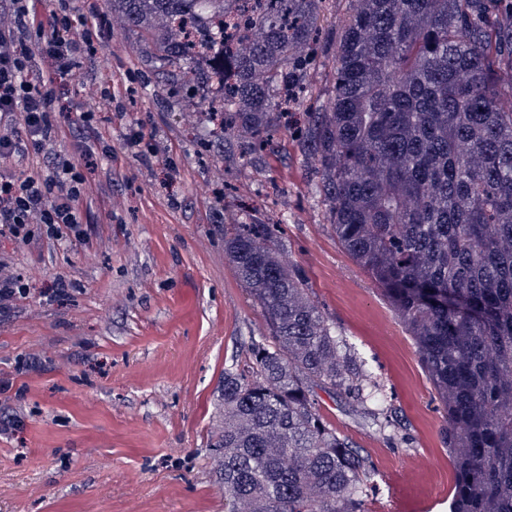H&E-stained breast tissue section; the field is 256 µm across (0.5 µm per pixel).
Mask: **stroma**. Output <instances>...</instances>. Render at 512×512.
Segmentation results:
<instances>
[{"label":"stroma","mask_w":512,"mask_h":512,"mask_svg":"<svg viewBox=\"0 0 512 512\" xmlns=\"http://www.w3.org/2000/svg\"><path fill=\"white\" fill-rule=\"evenodd\" d=\"M107 30L57 83L53 151L85 177L87 242L0 237L28 286L0 314V512H227L224 374L267 341L260 306L224 255L230 225L266 224L332 331L384 386L392 425L318 391L321 413L368 455L366 512H449L448 422L401 316L343 249L298 122L328 104L327 57L295 125L260 149L223 141L171 96L148 46L96 0ZM93 120L80 155L72 125ZM140 127L152 152L127 151Z\"/></svg>","instance_id":"1"}]
</instances>
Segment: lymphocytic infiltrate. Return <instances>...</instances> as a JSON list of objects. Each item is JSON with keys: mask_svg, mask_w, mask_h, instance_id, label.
Listing matches in <instances>:
<instances>
[{"mask_svg": "<svg viewBox=\"0 0 512 512\" xmlns=\"http://www.w3.org/2000/svg\"><path fill=\"white\" fill-rule=\"evenodd\" d=\"M64 0H0V236L35 230L69 242L87 238L79 207L83 176L48 146L56 82L103 34L97 10L67 13ZM31 160L25 176L12 162Z\"/></svg>", "mask_w": 512, "mask_h": 512, "instance_id": "obj_1", "label": "lymphocytic infiltrate"}]
</instances>
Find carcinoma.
Wrapping results in <instances>:
<instances>
[{"instance_id": "obj_1", "label": "carcinoma", "mask_w": 512, "mask_h": 512, "mask_svg": "<svg viewBox=\"0 0 512 512\" xmlns=\"http://www.w3.org/2000/svg\"><path fill=\"white\" fill-rule=\"evenodd\" d=\"M152 46L174 93L211 70L169 22L238 0H111ZM224 72V135L265 144L340 26L334 95L302 136L346 251L384 289L444 411L450 512H512V2L264 0ZM224 253L271 335L224 375L228 512H365L368 459L319 413L313 388L365 410L383 387L333 334L266 224L224 232Z\"/></svg>"}]
</instances>
